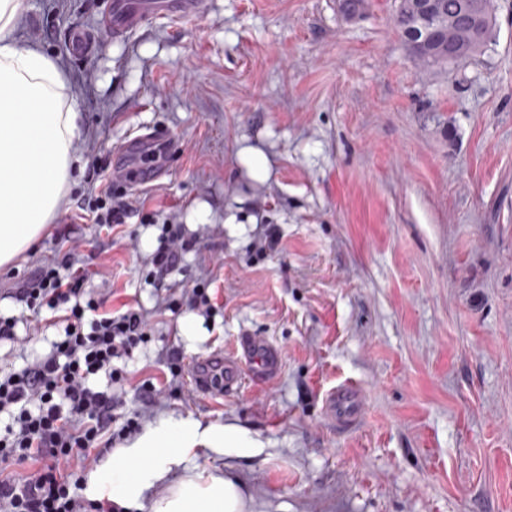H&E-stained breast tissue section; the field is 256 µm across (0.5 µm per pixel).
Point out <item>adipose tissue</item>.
Returning <instances> with one entry per match:
<instances>
[{
  "label": "adipose tissue",
  "instance_id": "ef3b65f1",
  "mask_svg": "<svg viewBox=\"0 0 512 512\" xmlns=\"http://www.w3.org/2000/svg\"><path fill=\"white\" fill-rule=\"evenodd\" d=\"M23 9L24 0H0V267L43 236L81 167L78 102L58 61L14 38ZM254 446L238 426L171 416L89 471L87 493L124 512H251L236 477L194 461L203 449L245 454Z\"/></svg>",
  "mask_w": 512,
  "mask_h": 512
}]
</instances>
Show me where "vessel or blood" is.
<instances>
[{"instance_id":"obj_1","label":"vessel or blood","mask_w":512,"mask_h":512,"mask_svg":"<svg viewBox=\"0 0 512 512\" xmlns=\"http://www.w3.org/2000/svg\"><path fill=\"white\" fill-rule=\"evenodd\" d=\"M204 0H105L102 26L113 38L125 39L141 31L152 19L170 17L193 19L201 16ZM70 52L75 59L90 54L98 43L95 32L71 29L67 36ZM160 147L176 154L174 138L163 129L138 135L128 141L129 152L142 154L151 147ZM282 365V352L264 337L248 334L240 337L236 354L220 351L195 359L189 367L192 387L204 395L220 396L239 388L244 379L267 383L276 378ZM365 404L363 389L348 383L331 389L324 397L323 409L327 422L337 430L356 427Z\"/></svg>"}]
</instances>
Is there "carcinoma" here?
<instances>
[{
	"label": "carcinoma",
	"instance_id": "1",
	"mask_svg": "<svg viewBox=\"0 0 512 512\" xmlns=\"http://www.w3.org/2000/svg\"><path fill=\"white\" fill-rule=\"evenodd\" d=\"M427 22L415 0H398L393 25L409 53L428 69L454 66L476 54L496 25V0H435Z\"/></svg>",
	"mask_w": 512,
	"mask_h": 512
}]
</instances>
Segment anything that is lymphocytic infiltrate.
<instances>
[{
    "instance_id": "lymphocytic-infiltrate-1",
    "label": "lymphocytic infiltrate",
    "mask_w": 512,
    "mask_h": 512,
    "mask_svg": "<svg viewBox=\"0 0 512 512\" xmlns=\"http://www.w3.org/2000/svg\"><path fill=\"white\" fill-rule=\"evenodd\" d=\"M73 209L81 220L116 231L128 219L160 224L159 244L145 259L147 278L160 280L179 271L199 237L163 210L133 205L126 188L106 182L89 188ZM111 284V275L90 268L78 254L37 263L0 290L19 312L0 314V342L31 341L40 334L43 310L55 311L58 329L48 352L22 368L0 370V512H122L109 501H89L76 493L86 460L103 461L112 447L136 434L139 412L125 410L130 381L124 366L152 338L150 314L140 305L112 308L93 280ZM211 277L195 279L170 292L164 308L189 307L210 317L215 308ZM105 387H98V379ZM27 465L14 478L12 465Z\"/></svg>"
}]
</instances>
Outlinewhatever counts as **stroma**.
<instances>
[{"label": "stroma", "mask_w": 512, "mask_h": 512, "mask_svg": "<svg viewBox=\"0 0 512 512\" xmlns=\"http://www.w3.org/2000/svg\"><path fill=\"white\" fill-rule=\"evenodd\" d=\"M102 2L24 0L16 31L69 73L97 135L94 155L75 143L66 200L87 191L93 159L171 132L166 176L135 192L199 233L168 281L210 274L216 305L192 336L159 316L128 369L163 393L145 406L128 391V409L248 431L251 454L204 450L196 465L235 475L253 512H512V0H497L475 56L441 70L395 34L397 0L352 17L340 0H206L200 18H160L73 60L66 34L97 28ZM71 222L59 211L0 279L54 258ZM269 224L279 250L259 260ZM81 233L78 252L112 271L111 304L154 310L139 269L159 226ZM248 333L282 351L270 383L202 396L163 365L170 347L191 361ZM348 380L367 404L341 432L321 400ZM152 146L161 147L171 158L177 152L175 139L163 129H156L147 134H140L127 142L126 150L128 152L142 154L149 152Z\"/></svg>", "instance_id": "obj_1"}]
</instances>
